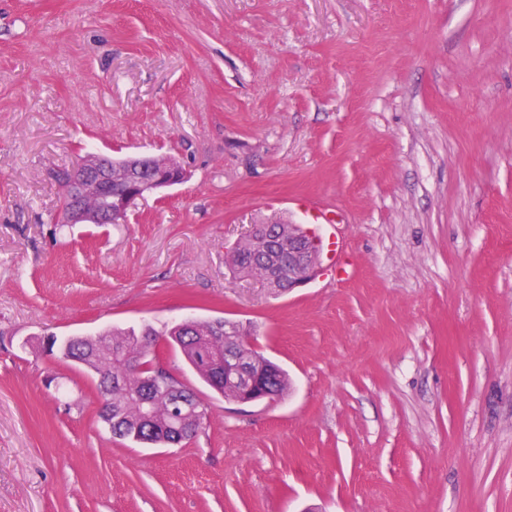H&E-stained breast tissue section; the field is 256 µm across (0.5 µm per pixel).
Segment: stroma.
I'll use <instances>...</instances> for the list:
<instances>
[{"mask_svg": "<svg viewBox=\"0 0 512 512\" xmlns=\"http://www.w3.org/2000/svg\"><path fill=\"white\" fill-rule=\"evenodd\" d=\"M88 152L188 177L56 229ZM256 224L319 237L316 277L234 276ZM215 318L290 388L166 350L209 409L171 447L46 346ZM0 512H512V0H0Z\"/></svg>", "mask_w": 512, "mask_h": 512, "instance_id": "1", "label": "stroma"}]
</instances>
